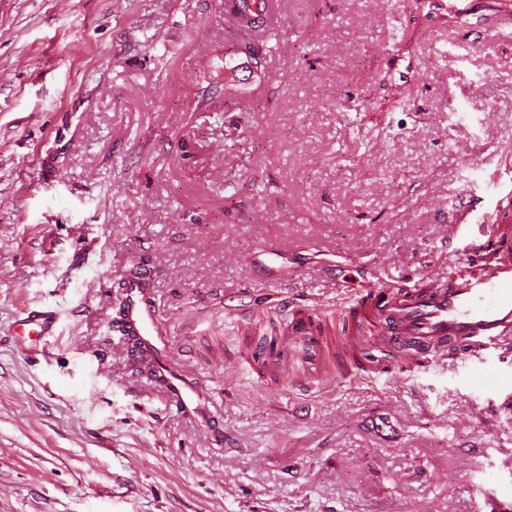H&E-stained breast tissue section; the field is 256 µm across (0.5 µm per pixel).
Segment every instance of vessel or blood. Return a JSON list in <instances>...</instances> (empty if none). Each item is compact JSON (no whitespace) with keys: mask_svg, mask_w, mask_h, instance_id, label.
Segmentation results:
<instances>
[{"mask_svg":"<svg viewBox=\"0 0 512 512\" xmlns=\"http://www.w3.org/2000/svg\"><path fill=\"white\" fill-rule=\"evenodd\" d=\"M123 290L124 322L154 352V363L171 403L183 413L207 420L203 388L189 378L170 354L158 331V314L140 276L130 275ZM284 316L272 344H250L246 358L270 380L287 376L294 362L330 372L328 340L318 312L310 307L279 305ZM359 325L348 330L345 346L363 351L373 341L378 354L374 374L392 373L404 360L440 364L447 357L478 362L484 387L512 388V370L488 356L512 343V248L502 244L496 225H486L476 254L448 270L447 279L424 277L413 283L366 289L354 302Z\"/></svg>","mask_w":512,"mask_h":512,"instance_id":"obj_1","label":"vessel or blood"}]
</instances>
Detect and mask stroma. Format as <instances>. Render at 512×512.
Wrapping results in <instances>:
<instances>
[{"mask_svg": "<svg viewBox=\"0 0 512 512\" xmlns=\"http://www.w3.org/2000/svg\"><path fill=\"white\" fill-rule=\"evenodd\" d=\"M227 2L0 0V512H512V412L463 363L307 396L239 363L276 298L336 316L512 226V21L280 0L256 69ZM269 244L287 278L251 267ZM134 270L209 423L132 370Z\"/></svg>", "mask_w": 512, "mask_h": 512, "instance_id": "1", "label": "stroma"}]
</instances>
